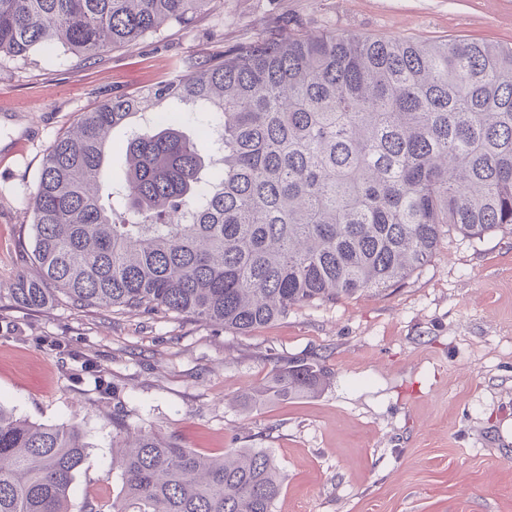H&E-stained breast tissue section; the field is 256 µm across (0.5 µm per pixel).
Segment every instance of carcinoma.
<instances>
[{"mask_svg": "<svg viewBox=\"0 0 512 512\" xmlns=\"http://www.w3.org/2000/svg\"><path fill=\"white\" fill-rule=\"evenodd\" d=\"M209 0H0V56L60 46L87 59ZM164 102L195 108L160 121ZM128 167L102 178L134 116ZM39 268L12 301L171 313L241 332L296 306L398 286L450 230H512V46L325 33L270 36L191 61L173 80L81 113L28 200ZM312 363L275 367L258 400L318 392ZM123 486L108 512H272L284 478L261 448L209 457L112 413ZM89 443L0 405V512H70ZM126 128L118 126L112 129L110 134L111 149L108 151L105 163L102 169V175L105 179L115 180L123 176L124 173V154L119 149L126 140ZM113 145V148H112Z\"/></svg>", "mask_w": 512, "mask_h": 512, "instance_id": "obj_1", "label": "carcinoma"}]
</instances>
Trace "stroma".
<instances>
[{
    "label": "stroma",
    "instance_id": "stroma-1",
    "mask_svg": "<svg viewBox=\"0 0 512 512\" xmlns=\"http://www.w3.org/2000/svg\"><path fill=\"white\" fill-rule=\"evenodd\" d=\"M512 44V0H210L189 24L83 59L0 57V404L76 425L86 459L71 512L122 490L112 406L209 456L260 448L284 476L272 512H512V233L451 235L385 292L314 303L247 333L188 318L96 314L66 299L29 311L9 290L27 259L47 151L78 113L178 75L184 62L272 34ZM319 363L313 396L249 406L274 364Z\"/></svg>",
    "mask_w": 512,
    "mask_h": 512
}]
</instances>
